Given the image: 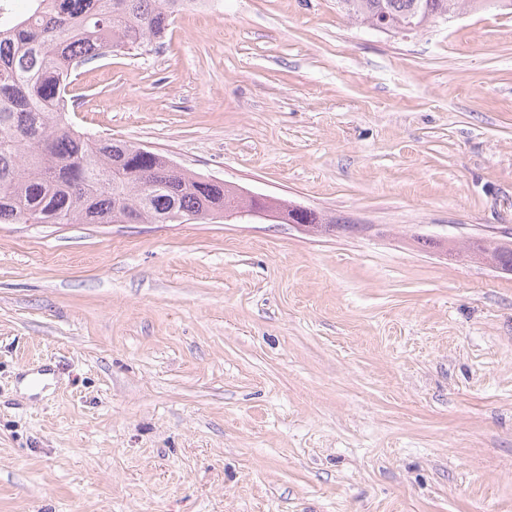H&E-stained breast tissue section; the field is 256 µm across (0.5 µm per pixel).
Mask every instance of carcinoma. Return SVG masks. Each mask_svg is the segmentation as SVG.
I'll list each match as a JSON object with an SVG mask.
<instances>
[{
	"instance_id": "cac0c4a2",
	"label": "carcinoma",
	"mask_w": 512,
	"mask_h": 512,
	"mask_svg": "<svg viewBox=\"0 0 512 512\" xmlns=\"http://www.w3.org/2000/svg\"><path fill=\"white\" fill-rule=\"evenodd\" d=\"M363 24H427L512 0H340ZM187 0H30L0 32V223L176 224L219 208L230 187L173 173L163 155L74 130L68 88L85 64L144 51Z\"/></svg>"
}]
</instances>
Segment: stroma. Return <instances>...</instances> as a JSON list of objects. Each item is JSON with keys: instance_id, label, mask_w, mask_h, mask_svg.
Returning <instances> with one entry per match:
<instances>
[{"instance_id": "1", "label": "stroma", "mask_w": 512, "mask_h": 512, "mask_svg": "<svg viewBox=\"0 0 512 512\" xmlns=\"http://www.w3.org/2000/svg\"><path fill=\"white\" fill-rule=\"evenodd\" d=\"M70 95L354 228L0 224V512H512V13L197 0Z\"/></svg>"}]
</instances>
